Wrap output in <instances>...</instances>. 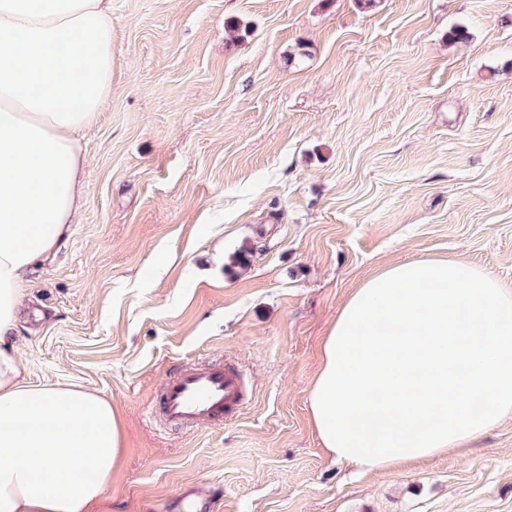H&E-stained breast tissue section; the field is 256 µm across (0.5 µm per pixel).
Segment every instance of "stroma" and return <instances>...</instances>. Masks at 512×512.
<instances>
[{"label":"stroma","mask_w":512,"mask_h":512,"mask_svg":"<svg viewBox=\"0 0 512 512\" xmlns=\"http://www.w3.org/2000/svg\"><path fill=\"white\" fill-rule=\"evenodd\" d=\"M112 43L86 203L14 337L30 384L91 389L123 425L101 512L213 484L221 512H512L511 420L361 474L308 404L377 268L458 258L512 287V0H112ZM208 360L243 372L239 413L152 417Z\"/></svg>","instance_id":"1"}]
</instances>
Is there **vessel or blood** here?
Returning <instances> with one entry per match:
<instances>
[{
  "instance_id": "vessel-or-blood-1",
  "label": "vessel or blood",
  "mask_w": 512,
  "mask_h": 512,
  "mask_svg": "<svg viewBox=\"0 0 512 512\" xmlns=\"http://www.w3.org/2000/svg\"><path fill=\"white\" fill-rule=\"evenodd\" d=\"M245 399L242 374L221 364L184 369L169 377L160 393L158 414L180 427L223 421Z\"/></svg>"
}]
</instances>
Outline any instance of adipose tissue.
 <instances>
[{
  "label": "adipose tissue",
  "mask_w": 512,
  "mask_h": 512,
  "mask_svg": "<svg viewBox=\"0 0 512 512\" xmlns=\"http://www.w3.org/2000/svg\"><path fill=\"white\" fill-rule=\"evenodd\" d=\"M112 56V0H0V512H91L121 451L111 403L31 386L12 342L28 270L85 203L81 139ZM308 402L323 448L368 472L466 448L512 420V289L455 260L379 269L342 306Z\"/></svg>",
  "instance_id": "obj_1"
}]
</instances>
